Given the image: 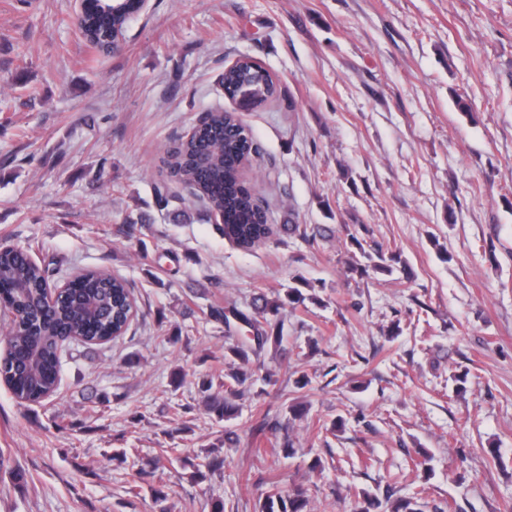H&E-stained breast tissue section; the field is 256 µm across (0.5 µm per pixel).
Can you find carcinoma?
Segmentation results:
<instances>
[{
	"label": "carcinoma",
	"mask_w": 512,
	"mask_h": 512,
	"mask_svg": "<svg viewBox=\"0 0 512 512\" xmlns=\"http://www.w3.org/2000/svg\"><path fill=\"white\" fill-rule=\"evenodd\" d=\"M141 12L142 0H84L79 22L82 39L97 51L108 53L117 37L125 35L130 22ZM260 70L262 67L253 63H239L224 70V96L234 98L241 79ZM259 153L260 146L239 116L215 109L193 128L189 137L166 149L162 163L169 178L185 185L208 212L223 215L225 239L250 249L272 234L266 211L241 177L242 162ZM283 229L299 232L307 242L316 241L328 231L321 224H286ZM353 241L360 256L353 255L347 262L350 273L363 276L370 270L391 272L387 261L394 257H385L380 249L371 255L358 238ZM45 282L46 267L31 258L29 249L0 245V335L6 342L0 356L4 360L3 382L22 405L39 404L46 394L56 390V367L64 343L78 336L82 344L98 346L102 340L111 341L116 333L123 334L129 326L133 297L125 281L105 272L83 270L46 309L41 303ZM304 288L313 292L315 284L300 278L298 285L274 299L261 292L249 312L234 305L210 309V318L227 326L232 324L242 333L226 347L224 357L230 360V368L224 372L218 389H213L208 380L200 385L207 410L218 420L229 421L239 416L242 386L246 382L276 384L272 374L259 376L246 365L270 348L276 355L283 351L281 311L304 301ZM78 300L98 303L97 312L79 313ZM16 313L25 316L20 324L13 318ZM264 483L269 490L260 504V512H305L307 493L303 488L297 487L285 495L277 477L270 476ZM391 497L389 491L382 498L364 492L355 502L354 512H385L387 508L392 512H425L428 507L421 496L399 499L393 506L389 505Z\"/></svg>",
	"instance_id": "cac0c4a2"
}]
</instances>
